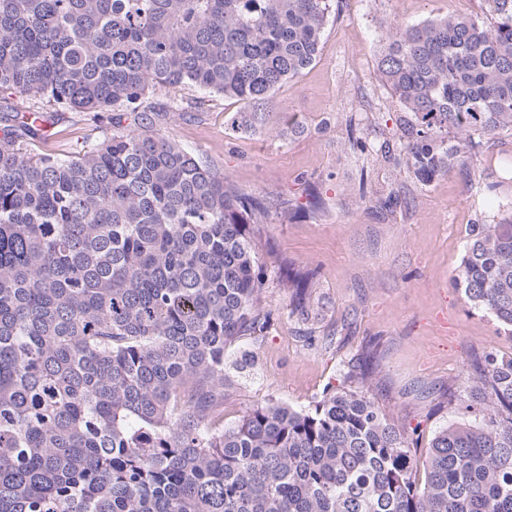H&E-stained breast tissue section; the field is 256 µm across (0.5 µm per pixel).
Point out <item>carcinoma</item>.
I'll return each mask as SVG.
<instances>
[{
	"instance_id": "cac0c4a2",
	"label": "carcinoma",
	"mask_w": 512,
	"mask_h": 512,
	"mask_svg": "<svg viewBox=\"0 0 512 512\" xmlns=\"http://www.w3.org/2000/svg\"><path fill=\"white\" fill-rule=\"evenodd\" d=\"M335 0H0V512H512V356L484 354L425 457L364 389L271 400L224 426L227 366L259 339L258 225L273 204L159 133L145 104L194 86L243 105L317 58ZM377 74L398 112L351 153L492 199L476 150L512 142V0L396 20ZM110 113L74 155L21 114ZM292 313L314 275L286 271ZM512 335V211L467 225L453 277ZM423 469L424 483L414 474Z\"/></svg>"
}]
</instances>
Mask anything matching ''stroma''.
I'll list each match as a JSON object with an SVG mask.
<instances>
[{"label":"stroma","mask_w":512,"mask_h":512,"mask_svg":"<svg viewBox=\"0 0 512 512\" xmlns=\"http://www.w3.org/2000/svg\"><path fill=\"white\" fill-rule=\"evenodd\" d=\"M481 0H338L316 62L276 88L262 129L232 132L241 106L193 87L157 90L152 105L168 108L161 133L195 151L240 191L287 199L289 218L271 214L261 245L281 262L316 271V320L292 313L291 288L269 278L264 301L273 314L254 345L255 366L231 372L224 421L271 399L307 408L327 386L356 388L347 365L371 372L369 394L387 416L415 431L425 455L440 428L457 420L454 399L464 370L484 352L512 356V336L466 305L452 276L468 224L490 208L487 197L451 175L422 187L400 183L391 168L362 163L345 145L349 117L379 120L395 110L377 77V61L393 21L419 22L478 11ZM178 109H171V102ZM298 130L289 131L285 118ZM107 113L66 112L50 149L73 153L103 138ZM397 190L407 204L388 213L357 193Z\"/></svg>","instance_id":"stroma-1"}]
</instances>
